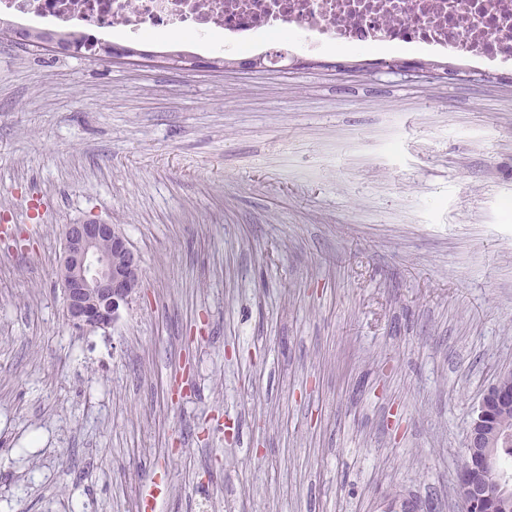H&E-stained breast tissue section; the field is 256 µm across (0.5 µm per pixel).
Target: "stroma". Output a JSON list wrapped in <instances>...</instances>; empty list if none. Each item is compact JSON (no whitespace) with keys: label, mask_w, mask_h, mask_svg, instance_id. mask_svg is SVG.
<instances>
[{"label":"stroma","mask_w":512,"mask_h":512,"mask_svg":"<svg viewBox=\"0 0 512 512\" xmlns=\"http://www.w3.org/2000/svg\"><path fill=\"white\" fill-rule=\"evenodd\" d=\"M0 38V512H463L471 413L512 371V68L329 51L210 69ZM345 70H336V63ZM141 288L67 324L63 225Z\"/></svg>","instance_id":"1"}]
</instances>
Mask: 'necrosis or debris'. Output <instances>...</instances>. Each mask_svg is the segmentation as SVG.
I'll list each match as a JSON object with an SVG mask.
<instances>
[{
	"instance_id": "necrosis-or-debris-1",
	"label": "necrosis or debris",
	"mask_w": 512,
	"mask_h": 512,
	"mask_svg": "<svg viewBox=\"0 0 512 512\" xmlns=\"http://www.w3.org/2000/svg\"><path fill=\"white\" fill-rule=\"evenodd\" d=\"M102 39L159 30L190 34L197 49L259 54L284 27L311 54L353 46L472 68L512 64V0H0V17Z\"/></svg>"
}]
</instances>
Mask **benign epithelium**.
Wrapping results in <instances>:
<instances>
[{
    "label": "benign epithelium",
    "instance_id": "7a95c632",
    "mask_svg": "<svg viewBox=\"0 0 512 512\" xmlns=\"http://www.w3.org/2000/svg\"><path fill=\"white\" fill-rule=\"evenodd\" d=\"M55 276L70 328L106 331L131 303L140 284V260L124 234L105 221L85 219L64 225ZM512 407V389L500 381L482 393L466 434V462L457 472L465 512H508L512 470L503 465L492 431L496 411Z\"/></svg>",
    "mask_w": 512,
    "mask_h": 512
}]
</instances>
